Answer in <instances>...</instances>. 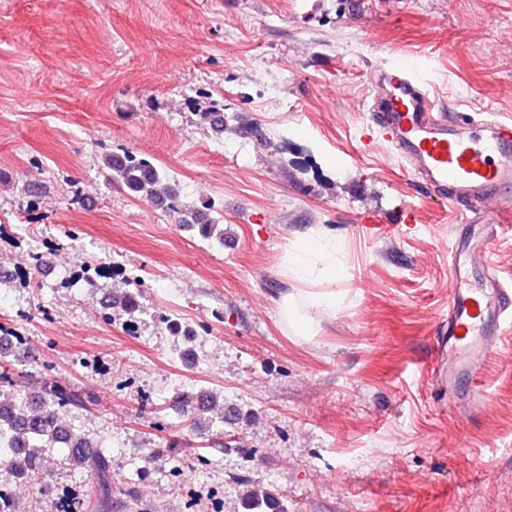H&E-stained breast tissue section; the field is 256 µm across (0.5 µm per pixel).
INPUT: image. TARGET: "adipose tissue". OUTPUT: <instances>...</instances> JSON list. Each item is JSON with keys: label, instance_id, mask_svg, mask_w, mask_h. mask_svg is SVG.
<instances>
[{"label": "adipose tissue", "instance_id": "1", "mask_svg": "<svg viewBox=\"0 0 512 512\" xmlns=\"http://www.w3.org/2000/svg\"><path fill=\"white\" fill-rule=\"evenodd\" d=\"M336 244L333 240H306L286 256L281 267L284 279L297 283H318V290L304 294L282 293L277 302L280 318L310 330L314 315L330 316L339 299L334 289L337 280Z\"/></svg>", "mask_w": 512, "mask_h": 512}]
</instances>
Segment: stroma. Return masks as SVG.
Listing matches in <instances>:
<instances>
[{
	"mask_svg": "<svg viewBox=\"0 0 512 512\" xmlns=\"http://www.w3.org/2000/svg\"><path fill=\"white\" fill-rule=\"evenodd\" d=\"M416 56L432 96L512 119V0H0V260L46 249L143 277L135 317L102 318L108 281L0 285V327L24 358L92 396L74 425L112 455L119 512H512V328L483 372L484 405L434 382L448 316V243L462 214L382 142L368 151L369 75ZM275 98L258 100L260 82ZM224 105L214 137L200 114ZM149 159L179 188L167 212L110 185L101 158ZM45 202L32 203L29 179ZM213 203L223 244L179 225ZM489 260L512 284V213ZM332 238L343 296L316 335L284 327V253ZM192 328L175 336L167 320ZM206 389L232 415L226 447L163 448L166 397ZM19 512H96L90 474L46 449ZM246 509L248 512H285L274 494L268 491H253L247 496Z\"/></svg>",
	"mask_w": 512,
	"mask_h": 512,
	"instance_id": "35a3bbf8",
	"label": "stroma"
}]
</instances>
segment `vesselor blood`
<instances>
[{
	"instance_id": "obj_1",
	"label": "vessel or blood",
	"mask_w": 512,
	"mask_h": 512,
	"mask_svg": "<svg viewBox=\"0 0 512 512\" xmlns=\"http://www.w3.org/2000/svg\"><path fill=\"white\" fill-rule=\"evenodd\" d=\"M423 64L389 65L370 77L371 132L379 134L440 201L476 202L487 212L512 205V121L462 118L437 108ZM448 319L442 346L466 355L472 372L492 358L503 322L512 323V289L496 278L473 236L454 237Z\"/></svg>"
}]
</instances>
